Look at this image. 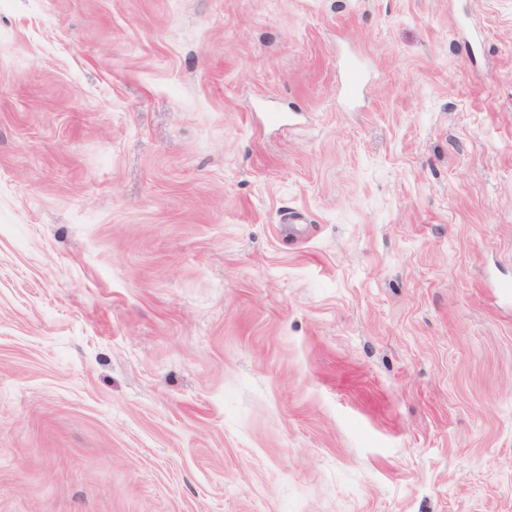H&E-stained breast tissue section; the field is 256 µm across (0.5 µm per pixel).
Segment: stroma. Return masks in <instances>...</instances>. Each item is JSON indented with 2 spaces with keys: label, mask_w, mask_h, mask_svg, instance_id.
Wrapping results in <instances>:
<instances>
[{
  "label": "stroma",
  "mask_w": 512,
  "mask_h": 512,
  "mask_svg": "<svg viewBox=\"0 0 512 512\" xmlns=\"http://www.w3.org/2000/svg\"><path fill=\"white\" fill-rule=\"evenodd\" d=\"M0 512H512V0H0Z\"/></svg>",
  "instance_id": "stroma-1"
}]
</instances>
